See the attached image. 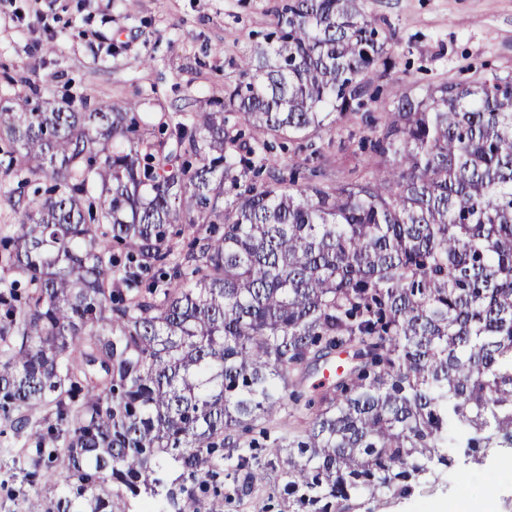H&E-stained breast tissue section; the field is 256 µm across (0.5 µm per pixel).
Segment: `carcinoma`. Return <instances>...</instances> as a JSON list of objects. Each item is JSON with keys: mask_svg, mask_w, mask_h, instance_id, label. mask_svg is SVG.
Instances as JSON below:
<instances>
[{"mask_svg": "<svg viewBox=\"0 0 512 512\" xmlns=\"http://www.w3.org/2000/svg\"><path fill=\"white\" fill-rule=\"evenodd\" d=\"M388 40L361 0H288L224 110L163 137L32 81L0 112L30 187L0 233V416L63 482L28 512H224L226 467L237 494L277 473L290 512H360L512 448V76L400 93L347 178L275 155L360 114ZM278 415L261 466L240 434ZM346 356L344 354L336 357L332 355L327 365L320 362L315 365H310L305 369L306 379L301 387L306 397H314L320 390L321 384L327 385L336 375V365L344 363Z\"/></svg>", "mask_w": 512, "mask_h": 512, "instance_id": "carcinoma-1", "label": "carcinoma"}]
</instances>
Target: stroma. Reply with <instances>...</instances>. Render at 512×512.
I'll list each match as a JSON object with an SVG mask.
<instances>
[{"mask_svg":"<svg viewBox=\"0 0 512 512\" xmlns=\"http://www.w3.org/2000/svg\"><path fill=\"white\" fill-rule=\"evenodd\" d=\"M283 0H0V110L25 94L24 79L52 88V102L65 83L94 106H134L145 133L180 112L219 109L224 88L238 77L241 58L263 44ZM382 30L392 33L394 67L372 74L382 95L375 110L400 92L423 96L453 76L464 82L512 76V0H363ZM367 128L339 123L315 143L318 170L342 174L361 165L358 148ZM27 436L0 421V512H27L35 491L58 483L42 468L37 479L25 449ZM504 454L492 448L484 466L458 461L455 468L416 486L406 499L386 496L371 512H512V476L504 477ZM224 512H283L288 497L279 477L247 496L233 495Z\"/></svg>","mask_w":512,"mask_h":512,"instance_id":"obj_1","label":"stroma"}]
</instances>
